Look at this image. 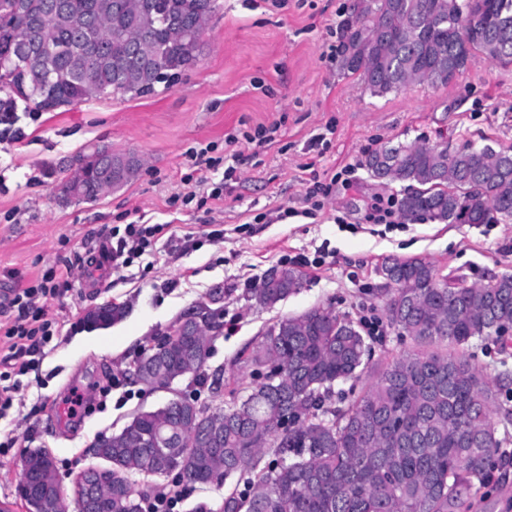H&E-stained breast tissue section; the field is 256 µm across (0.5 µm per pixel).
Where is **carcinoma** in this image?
Here are the masks:
<instances>
[{
  "mask_svg": "<svg viewBox=\"0 0 512 512\" xmlns=\"http://www.w3.org/2000/svg\"><path fill=\"white\" fill-rule=\"evenodd\" d=\"M216 0H0V114L18 102L39 109L89 98L167 91L200 55ZM345 26L343 70L382 96L409 84L446 87L480 59L512 64V0H356ZM393 168L406 217L486 224L512 216V152L465 144L399 143L374 151L365 167ZM68 199L92 202L137 174L130 154L96 148L71 163ZM393 286L378 295L387 324L414 349L370 364L360 324L327 307L282 317L261 330L244 364L265 371L243 399L212 409L191 397L134 415L95 454L112 466L94 512H143L131 477L176 474L182 484L238 475L213 509L195 512H469L493 458L506 443L493 421L500 384L468 353L473 339L497 344L512 327V275L468 285L439 275L424 258H389ZM303 274L274 267L253 299L272 307L298 292ZM224 299L215 292L195 327L175 325L151 347L131 380L154 388L180 377L208 381L211 335ZM126 307L106 302L86 316L94 327L121 321ZM366 376V391L344 409L327 404L338 382ZM202 419L219 444L155 448L163 435L194 441ZM18 495L27 512H68L53 458L23 459Z\"/></svg>",
  "mask_w": 512,
  "mask_h": 512,
  "instance_id": "cac0c4a2",
  "label": "carcinoma"
}]
</instances>
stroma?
I'll list each match as a JSON object with an SVG mask.
<instances>
[{"mask_svg": "<svg viewBox=\"0 0 512 512\" xmlns=\"http://www.w3.org/2000/svg\"><path fill=\"white\" fill-rule=\"evenodd\" d=\"M354 0H218L202 35L201 54L182 80L162 93L92 99L44 112L18 110L0 123V322L16 309L6 302L17 288L49 267L67 263L81 274L88 245L125 224L169 225L172 240L131 266L113 271L94 296L71 287L49 300L59 331L21 376L11 409L0 417V512H26L17 495L21 460L47 450L56 477L71 492L76 474L91 464L90 448L118 433L140 411L175 393L133 383L125 371L143 348L224 288V327L211 339L207 372L223 371L224 390L202 391L210 407L224 408L231 390L249 393L257 381L240 361L261 329L316 306L353 319H375V361L411 350L378 303L379 268L389 258H424L441 274L485 284L512 275V217L489 224H440L396 216L370 218L376 197H402L401 183L370 176L365 158L397 143H466L512 149V65L479 61L448 86L416 83L371 95L342 69L341 28ZM277 125L267 143L248 140L258 125ZM239 139L227 143L228 134ZM99 146L131 151L142 161L124 187L93 202L66 201L60 184L71 158ZM210 148L222 171L197 169L193 153ZM224 182L212 212L185 203L184 174ZM353 187H346V180ZM332 192L313 197L315 181ZM223 231L220 239L211 238ZM193 239H186V232ZM305 275L302 288L274 307L258 306L252 292L274 266ZM125 305L124 319L105 328L85 317L106 302ZM506 349L473 341L476 367L489 379L512 378V330ZM96 396L82 418L64 417L71 389ZM493 416L505 434L473 512H512V390L502 391ZM15 438L6 447L7 438Z\"/></svg>", "mask_w": 512, "mask_h": 512, "instance_id": "1", "label": "stroma"}]
</instances>
